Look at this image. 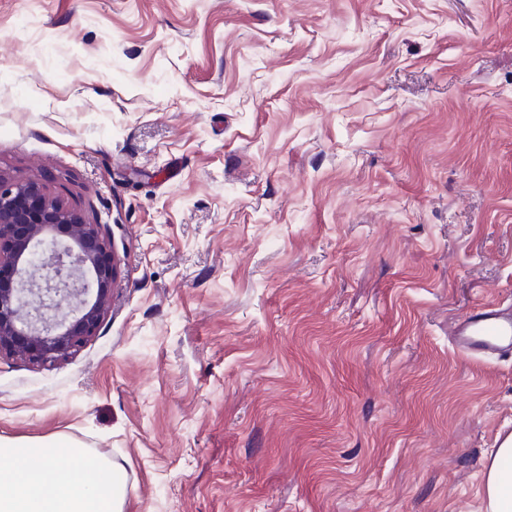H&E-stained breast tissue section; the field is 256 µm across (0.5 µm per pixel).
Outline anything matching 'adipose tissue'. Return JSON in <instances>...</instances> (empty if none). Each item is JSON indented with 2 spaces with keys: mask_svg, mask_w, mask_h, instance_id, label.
<instances>
[{
  "mask_svg": "<svg viewBox=\"0 0 512 512\" xmlns=\"http://www.w3.org/2000/svg\"><path fill=\"white\" fill-rule=\"evenodd\" d=\"M62 455L69 460L64 472ZM118 470L68 439L0 437V512H124ZM484 498L486 512H512V444L497 448L487 464Z\"/></svg>",
  "mask_w": 512,
  "mask_h": 512,
  "instance_id": "ef3b65f1",
  "label": "adipose tissue"
}]
</instances>
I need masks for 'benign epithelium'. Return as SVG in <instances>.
Returning <instances> with one entry per match:
<instances>
[{"label":"benign epithelium","mask_w":512,"mask_h":512,"mask_svg":"<svg viewBox=\"0 0 512 512\" xmlns=\"http://www.w3.org/2000/svg\"><path fill=\"white\" fill-rule=\"evenodd\" d=\"M116 273L105 225L37 181L0 176V354L45 366L77 352L105 316Z\"/></svg>","instance_id":"benign-epithelium-1"}]
</instances>
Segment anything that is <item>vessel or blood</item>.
<instances>
[{
    "mask_svg": "<svg viewBox=\"0 0 512 512\" xmlns=\"http://www.w3.org/2000/svg\"><path fill=\"white\" fill-rule=\"evenodd\" d=\"M454 350L480 359L512 357V309L484 305L458 321L451 332Z\"/></svg>",
    "mask_w": 512,
    "mask_h": 512,
    "instance_id": "b4317fda",
    "label": "vessel or blood"
}]
</instances>
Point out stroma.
<instances>
[{
	"mask_svg": "<svg viewBox=\"0 0 512 512\" xmlns=\"http://www.w3.org/2000/svg\"><path fill=\"white\" fill-rule=\"evenodd\" d=\"M0 175L118 260L96 335L0 356V437L125 512H482L512 358V0H0ZM454 350L463 357H512V309L484 305L458 321L451 332Z\"/></svg>",
	"mask_w": 512,
	"mask_h": 512,
	"instance_id": "stroma-1",
	"label": "stroma"
}]
</instances>
